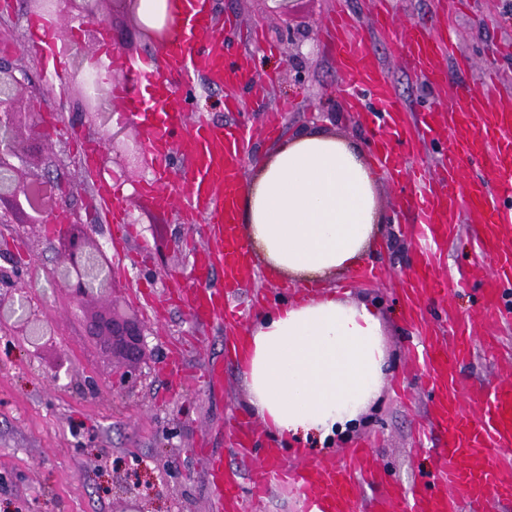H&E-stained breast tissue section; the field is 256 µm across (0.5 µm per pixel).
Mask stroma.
<instances>
[{
  "instance_id": "35a3bbf8",
  "label": "stroma",
  "mask_w": 512,
  "mask_h": 512,
  "mask_svg": "<svg viewBox=\"0 0 512 512\" xmlns=\"http://www.w3.org/2000/svg\"><path fill=\"white\" fill-rule=\"evenodd\" d=\"M442 2L393 0L397 37L369 38L399 99L415 104L430 95L400 56L398 37L415 26L437 32L453 24L457 45L470 67L463 71L442 62L449 84L492 68L512 85V56L495 53L501 42H512V0H470L469 10L453 19ZM339 8L371 27L369 0H296L288 16L271 13L266 0H213L216 18L230 15L239 23L238 31L226 35L230 53H237L242 38L263 32L264 41L251 47L254 64L258 71L277 76L271 101L295 102L273 139L261 131V113H246L253 135L244 177H251L257 162L281 140L309 128H324L370 148L367 124L335 96L340 72L336 51L326 42V22ZM103 10L105 22L84 20L83 42H95L103 25L113 45L130 59L159 56L158 46L147 40L131 12L108 4ZM36 15L32 0H10L8 11L0 12V49L26 45L28 25ZM33 64L41 86L34 111L59 117L58 128L50 132L49 168L62 183V201L79 209L110 255L123 257L113 272L115 304L144 310L135 294L146 282L160 298L174 283L191 287L187 241H202L203 230H189L178 206L160 208L137 196L147 171L131 165L126 174L115 177L123 188L130 234L114 243L95 199L97 174L80 156L79 138L87 134L91 119L74 112L78 91L68 76H55L42 58ZM379 195L384 222L366 261L384 266L387 279L355 285L346 273L333 284L379 312L387 353L384 385L348 435L336 436L328 445L309 439L304 454L313 464L370 440L390 481L410 491H431L435 449L441 441L436 435L425 444L416 438L432 400L421 384V366L409 357L417 326L401 291L418 261L409 233L413 215L401 208L395 185L381 182ZM55 232L52 226L38 233L27 225L0 224V268L19 270L41 329L39 336L26 337L10 334L0 324V512H210L212 487L201 449L222 455L227 467L244 473L257 463L256 458H242L230 450V423L247 411L246 388L232 351L236 334L194 322L186 308L166 307L150 321L153 333L140 362L143 377L128 384L121 359L112 358L99 340L83 335L72 321L73 302L66 291L42 293L30 277L58 261L50 243ZM478 259L474 227L461 224L457 237L444 249L438 273L459 279ZM215 360L224 363V385L218 389L208 387L203 377L206 364ZM511 373L512 356L480 352L461 368L460 378L466 384L491 387Z\"/></svg>"
}]
</instances>
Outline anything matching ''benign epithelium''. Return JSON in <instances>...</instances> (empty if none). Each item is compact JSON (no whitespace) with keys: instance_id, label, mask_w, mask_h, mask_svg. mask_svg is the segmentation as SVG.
<instances>
[{"instance_id":"7a95c632","label":"benign epithelium","mask_w":512,"mask_h":512,"mask_svg":"<svg viewBox=\"0 0 512 512\" xmlns=\"http://www.w3.org/2000/svg\"><path fill=\"white\" fill-rule=\"evenodd\" d=\"M102 0H65L64 9L55 10L53 0H41L38 11L49 12L60 18L64 15L94 16ZM25 51L0 57V77L10 80V98L0 106V124L8 129L7 137L0 141V171L14 176V190L0 195V223L28 224L45 227L47 213L56 205L57 182L39 174L47 165V157L35 146V129L38 124L35 113L28 109L40 87L23 64ZM122 142L124 149L115 151V144ZM104 152L102 162L111 161L125 169L130 159L143 157L140 145L126 139L125 127L119 126L102 133ZM58 247L67 257L64 271L72 270L73 277H66L64 288L68 290L76 306L77 315L86 318V303L93 295L85 287L87 262L101 253V246L86 230L77 212L70 210L63 216L57 234L53 236ZM56 267L48 270L53 277L60 271ZM23 289L7 286L0 289V309L15 306ZM37 321L36 310L29 307L24 316L12 325V329L23 336L32 333ZM92 336H103L112 342V355H120L129 362L130 372L137 365L146 349L149 326L136 311L121 312L115 308L102 313L89 324Z\"/></svg>"}]
</instances>
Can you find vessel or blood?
<instances>
[{"instance_id":"vessel-or-blood-1","label":"vessel or blood","mask_w":512,"mask_h":512,"mask_svg":"<svg viewBox=\"0 0 512 512\" xmlns=\"http://www.w3.org/2000/svg\"><path fill=\"white\" fill-rule=\"evenodd\" d=\"M181 8L171 24V37L160 60L134 62L103 38L93 61L107 70H123L127 79L113 85L112 98L121 115L147 130L143 150L151 162V176L139 192L157 203L178 194L188 223H203L207 248L195 251L194 288L178 291L176 301L202 323L224 321V306L249 288L257 277L245 241L237 232L238 200L251 131L247 124L219 126L199 116L191 125L183 117L194 105L171 76H205L210 88L223 91L224 109L241 111L244 101L263 104L269 81L251 66L249 52L226 56L224 29L216 27L211 0H179ZM327 26L335 39L341 82L338 91L351 108L364 112L374 129L377 161L400 189L406 207L414 210V236L420 243V264L404 290L408 302L446 293L447 281L437 277V247L454 234L458 224L479 225V249L485 262L472 266L471 283L482 284V306L474 314L452 320L447 339L424 336L414 348V360L424 367V385L432 394L425 431L439 432L438 491H417L406 500L398 491L372 502L368 512H495L512 502V383L488 390L466 386L458 367L475 349L497 352L493 328L512 322V91L493 77L448 86L437 65L439 56L457 58L455 33L433 34L410 29L401 40L407 68L431 87L430 102L420 104L419 123L397 97L389 72L372 56L365 32L348 14L337 12ZM449 141L434 173L423 167L401 168L393 142L406 144ZM184 163L171 171L172 155ZM108 223L116 236L128 231L120 204L119 186H101ZM221 269L224 285L209 287L214 269ZM373 451L352 449L341 463H315L284 469L278 449L263 452L261 465L249 477L225 468L222 456L207 464L216 493L217 512H236L243 497H264L280 481L290 483L303 499L305 512H353L364 483L376 479Z\"/></svg>"}]
</instances>
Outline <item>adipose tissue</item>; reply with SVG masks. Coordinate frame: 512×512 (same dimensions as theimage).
<instances>
[{"instance_id": "adipose-tissue-1", "label": "adipose tissue", "mask_w": 512, "mask_h": 512, "mask_svg": "<svg viewBox=\"0 0 512 512\" xmlns=\"http://www.w3.org/2000/svg\"><path fill=\"white\" fill-rule=\"evenodd\" d=\"M378 171L346 140L315 130L261 160L242 187L238 231L268 276L306 288L355 269L381 233ZM378 312L330 289L261 315L235 346L248 406L275 438L333 439L383 384Z\"/></svg>"}]
</instances>
